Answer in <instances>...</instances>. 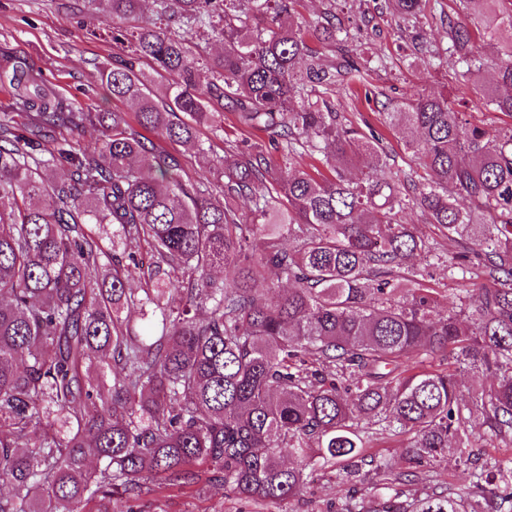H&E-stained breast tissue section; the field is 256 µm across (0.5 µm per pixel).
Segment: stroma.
Instances as JSON below:
<instances>
[{
    "label": "stroma",
    "instance_id": "obj_1",
    "mask_svg": "<svg viewBox=\"0 0 512 512\" xmlns=\"http://www.w3.org/2000/svg\"><path fill=\"white\" fill-rule=\"evenodd\" d=\"M338 12L350 30L346 48L365 74L350 92H337L329 105L360 129H374L396 165L408 168L410 156L402 140L386 127L383 108L402 101L413 89L456 97L453 67L435 68L417 54L411 32L401 31L389 14H374L372 0H343ZM0 49L15 52L42 68L46 79L74 102L104 112H128L127 102L113 100L100 71L120 50L112 40V25L97 19L94 0H0ZM425 284L435 289L444 304L479 288L476 280L449 276L446 264L417 258ZM407 437L373 428L364 449L361 477L346 482L339 467L314 468L299 499L281 505H261L226 493L222 484L202 472L187 490L161 489L135 499L114 501L115 512H356L358 506L379 499L387 512L400 502L433 492L463 493L471 489L473 471L466 458L481 462L512 460V442L482 447L450 445L448 454L434 465L415 467L406 461ZM389 460L400 480L387 482L378 473V460Z\"/></svg>",
    "mask_w": 512,
    "mask_h": 512
}]
</instances>
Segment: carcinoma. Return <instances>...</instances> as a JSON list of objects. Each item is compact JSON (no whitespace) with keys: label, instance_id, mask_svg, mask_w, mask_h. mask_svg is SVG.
<instances>
[{"label":"carcinoma","instance_id":"cac0c4a2","mask_svg":"<svg viewBox=\"0 0 512 512\" xmlns=\"http://www.w3.org/2000/svg\"><path fill=\"white\" fill-rule=\"evenodd\" d=\"M97 2L122 45L102 81L134 117L77 107L42 69L0 53L11 89L0 114V512H114L113 496L190 487L202 466L227 491L279 505L319 459L357 477L367 425L410 435L419 466L470 442L475 414L479 439L512 438V123L467 124L448 96L415 90L384 113L412 152L407 174L328 103L360 74L326 55L350 35L338 0L298 24L302 0H153L163 28L126 26L141 0ZM460 2L466 18L448 22L431 60L453 59L457 81L512 119V0ZM428 4L380 9L406 30ZM205 29L223 54L193 45ZM479 35L503 46L487 87ZM226 110L268 141L240 146ZM88 127L92 145L80 140ZM201 127L224 156L214 180L186 181L154 139L202 152ZM57 163L67 177L49 176ZM418 212L469 243L448 273L484 280L454 313L410 266L431 253L405 221ZM134 241L149 263L127 251ZM267 280L292 288H257ZM440 352L454 368L410 365ZM102 361L110 383L91 377ZM461 368L495 382L465 401ZM283 448L295 466L281 464ZM400 512H512V491L484 507L451 492L416 498Z\"/></svg>","mask_w":512,"mask_h":512}]
</instances>
